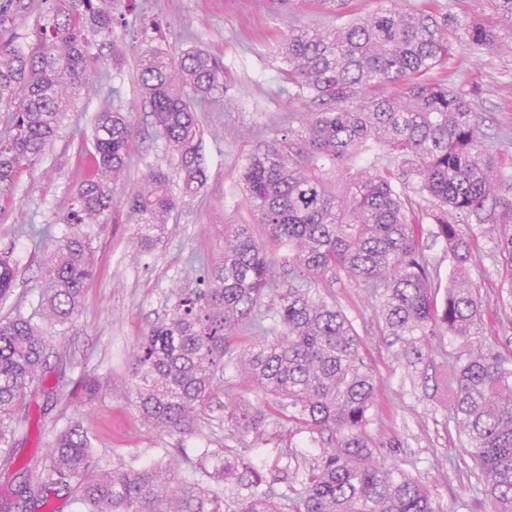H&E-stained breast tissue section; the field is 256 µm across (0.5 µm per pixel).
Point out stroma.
<instances>
[{
  "instance_id": "stroma-1",
  "label": "stroma",
  "mask_w": 512,
  "mask_h": 512,
  "mask_svg": "<svg viewBox=\"0 0 512 512\" xmlns=\"http://www.w3.org/2000/svg\"><path fill=\"white\" fill-rule=\"evenodd\" d=\"M437 2L449 16L478 18L512 43V26L488 0ZM151 20L159 22L172 48L199 47L215 56L224 65V79L198 109L207 180L195 195L179 198L162 241L144 253L135 243L126 197L156 168L168 172L172 184L180 182L141 98L138 46L141 29ZM346 20L334 0H289L285 5L280 0H136L135 10L116 26L113 45L101 49V69L111 72L112 49L120 47L124 64L114 79L120 95L113 105L133 113L141 134L114 191L107 222L87 229L98 274L84 291L81 314L53 338L49 367L64 383L51 396L38 393L27 401L48 433L70 420H82L96 435L99 450L112 460L135 455L149 464L176 463L190 481L199 478L201 448H232L269 474L288 465L309 468L317 457L319 446L303 433L283 431L269 445L239 438L225 402L242 399L260 405L266 396L245 382L232 362L226 364L224 381L198 418L194 434L149 430L128 398L129 363L142 336L170 312L176 289L196 287L205 271L220 262L227 229L257 221L240 181L246 159L261 138L287 127L291 113L308 109L304 98L288 91L281 72V37L295 25L335 26ZM450 42L432 77L448 80L481 114L493 153L512 157V137L506 135L512 130V50H476L456 34ZM102 105V97L87 94L74 102L54 143L21 173L11 203L0 210V252L9 253L17 267L14 291L0 305V316L16 307L31 310L37 299L43 261L57 238L70 230L66 215L86 174L83 146ZM29 224L50 228V237L37 240L18 233V226ZM473 233L479 249L470 277L484 300L483 339L502 344L506 338L499 329V289L504 267L498 232L484 224ZM330 292L359 333L381 388L382 410L368 427L374 456L426 485L441 512H493V504L473 488L476 466L460 448L445 400L435 390L442 356L453 350V342L434 337L425 345L421 362L407 365L398 358L397 347L388 346L379 330L376 302L358 282L340 276ZM86 378L99 384L91 403L80 386Z\"/></svg>"
}]
</instances>
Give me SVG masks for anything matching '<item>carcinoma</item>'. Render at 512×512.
Segmentation results:
<instances>
[{
	"label": "carcinoma",
	"instance_id": "1",
	"mask_svg": "<svg viewBox=\"0 0 512 512\" xmlns=\"http://www.w3.org/2000/svg\"><path fill=\"white\" fill-rule=\"evenodd\" d=\"M115 0H0V202L20 174L56 138L82 92L99 94L97 51L112 37ZM32 18L31 42L16 45V22ZM448 14L424 6H384L336 27L296 26L282 40L284 79L311 110L291 116L283 134L259 141L242 171L252 225L235 224L224 259L199 287L181 289L171 313L153 325L131 362V402L144 422L191 434L224 381V356L245 328L253 340L235 361L270 401L231 405L237 434L269 442L282 421L325 445L284 505L250 459L203 449L201 474L231 481L224 494L184 479L175 465L113 463L94 455V434L79 420L56 431L42 454L17 460L16 437L33 421L26 399L46 389L51 329L65 331L80 313L95 275L90 236L112 209L135 137L132 114L105 108L92 122V165L67 223L44 264L39 319L16 309L0 318V467L14 487L0 512L51 508V494L73 492L74 512H437L429 491L399 468L373 458L367 427L380 394L361 337L330 292L312 287L345 274L376 299L381 331L399 356L419 359V344L444 334L455 350L438 375L448 417L476 464V479L496 512H512V355L485 347L480 290L467 280L475 239L463 225L497 224L512 308V175L482 134V118L430 71L448 56ZM143 29L139 59L145 103L181 174L179 191L196 193L206 175L196 107L223 78L206 52L173 54ZM466 42L499 49L496 32L470 21ZM412 186V193L402 190ZM176 206L170 178L149 173L128 196L136 239L149 251ZM448 245L453 278L443 301L421 248L424 225ZM288 249V277L277 276L273 250ZM15 267L0 257V302L13 292ZM274 297L265 304L264 299Z\"/></svg>",
	"mask_w": 512,
	"mask_h": 512
}]
</instances>
